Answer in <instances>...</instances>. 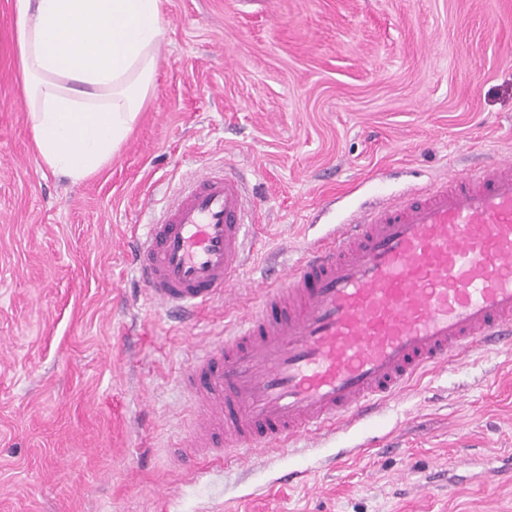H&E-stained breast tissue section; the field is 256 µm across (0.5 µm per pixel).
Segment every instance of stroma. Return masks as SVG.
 I'll use <instances>...</instances> for the list:
<instances>
[{"label": "stroma", "instance_id": "1", "mask_svg": "<svg viewBox=\"0 0 512 512\" xmlns=\"http://www.w3.org/2000/svg\"><path fill=\"white\" fill-rule=\"evenodd\" d=\"M147 107L81 182L36 154L0 0V512H512V351L477 348L351 430L173 456L177 381L266 278L371 200L512 158V0H163ZM239 172L245 285L180 323L133 275L194 175Z\"/></svg>", "mask_w": 512, "mask_h": 512}]
</instances>
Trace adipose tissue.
<instances>
[{"label":"adipose tissue","mask_w":512,"mask_h":512,"mask_svg":"<svg viewBox=\"0 0 512 512\" xmlns=\"http://www.w3.org/2000/svg\"><path fill=\"white\" fill-rule=\"evenodd\" d=\"M15 50L42 162L82 181L108 165L156 81L162 0H16Z\"/></svg>","instance_id":"obj_1"}]
</instances>
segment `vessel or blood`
Instances as JSON below:
<instances>
[{
	"label": "vessel or blood",
	"mask_w": 512,
	"mask_h": 512,
	"mask_svg": "<svg viewBox=\"0 0 512 512\" xmlns=\"http://www.w3.org/2000/svg\"><path fill=\"white\" fill-rule=\"evenodd\" d=\"M247 224L241 178L188 181L140 241L152 303L188 316L240 287ZM477 347L512 350L511 161L369 203L309 247L182 372L196 411L178 454L346 429Z\"/></svg>",
	"instance_id": "b4317fda"
}]
</instances>
